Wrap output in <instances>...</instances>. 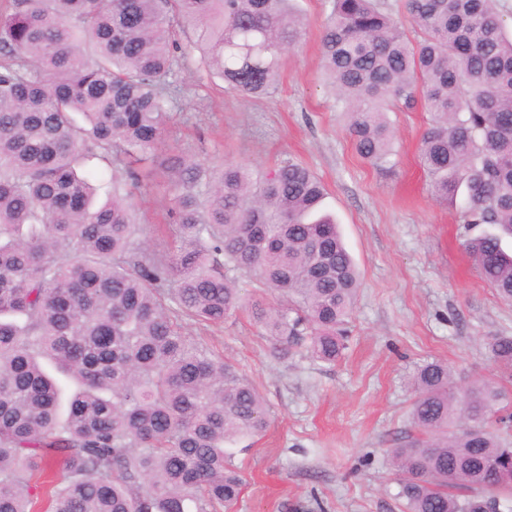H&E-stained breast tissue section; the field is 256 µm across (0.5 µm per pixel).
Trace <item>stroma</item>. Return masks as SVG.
<instances>
[{
  "label": "stroma",
  "mask_w": 512,
  "mask_h": 512,
  "mask_svg": "<svg viewBox=\"0 0 512 512\" xmlns=\"http://www.w3.org/2000/svg\"><path fill=\"white\" fill-rule=\"evenodd\" d=\"M299 3L305 32L283 57L273 94L243 97L199 64L175 68L158 154L257 175L290 159L323 181L325 208L360 273L348 348L332 365L304 352L274 359L246 311L184 333L235 364L270 410L267 431L237 456L248 483L236 512H401L388 453L411 429L413 373L434 359L447 361L462 386L495 373L486 342L512 336V304L464 253L455 204L429 190L419 164L428 112L419 104L391 113L393 171L362 161L323 84L330 0Z\"/></svg>",
  "instance_id": "35a3bbf8"
}]
</instances>
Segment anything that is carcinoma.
<instances>
[{
  "instance_id": "obj_1",
  "label": "carcinoma",
  "mask_w": 512,
  "mask_h": 512,
  "mask_svg": "<svg viewBox=\"0 0 512 512\" xmlns=\"http://www.w3.org/2000/svg\"><path fill=\"white\" fill-rule=\"evenodd\" d=\"M332 0L326 79L358 156L393 167L388 113L422 101L421 164L460 202L464 250L512 303V36L499 0ZM305 22L294 0H0V512H234L232 447L263 435L254 383L183 332L246 307L272 356L331 365L360 287L322 182L281 162L161 159L180 59L267 95ZM190 27L193 45L180 42ZM172 200L159 257L129 199ZM263 296L247 300L238 278ZM488 349L512 377V336ZM51 362L77 389L61 408ZM416 434L392 449L404 512L512 503V428L499 377L461 389L448 363L413 378Z\"/></svg>"
}]
</instances>
